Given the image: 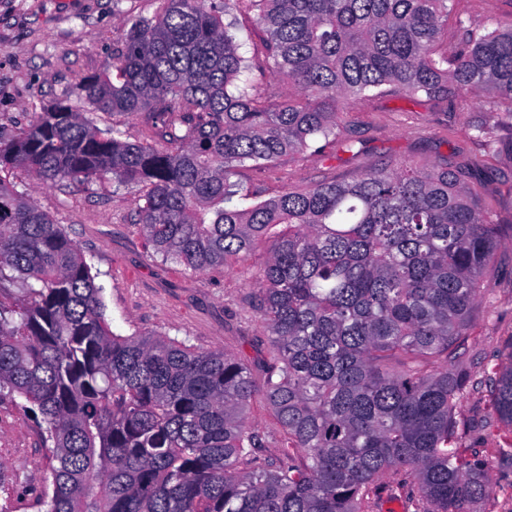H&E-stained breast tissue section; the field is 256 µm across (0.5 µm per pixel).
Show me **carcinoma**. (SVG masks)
<instances>
[{
    "mask_svg": "<svg viewBox=\"0 0 512 512\" xmlns=\"http://www.w3.org/2000/svg\"><path fill=\"white\" fill-rule=\"evenodd\" d=\"M112 72L77 99L0 139V396L46 424V512H374L379 476L408 480L412 512H477L501 494L462 443L456 410L473 387L466 329L491 291L501 225L478 207L465 165L377 163L246 208L240 167L320 152L336 116L391 86L428 100L487 92L512 103V25L456 21L458 49L437 52L455 0H152ZM254 13L270 71L288 99L257 93L232 11ZM161 117L160 145L94 127L96 112ZM485 153L512 155V132L475 125ZM142 188L149 247L192 272L245 258L272 239L256 276L274 352L262 382L243 360L164 334L121 336L102 288L63 225L6 180ZM488 402L512 431V338ZM261 393L280 447L249 421Z\"/></svg>",
    "mask_w": 512,
    "mask_h": 512,
    "instance_id": "1",
    "label": "carcinoma"
}]
</instances>
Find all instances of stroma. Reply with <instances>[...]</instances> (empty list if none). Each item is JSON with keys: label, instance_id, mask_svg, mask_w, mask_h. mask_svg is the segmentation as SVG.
I'll return each mask as SVG.
<instances>
[{"label": "stroma", "instance_id": "obj_1", "mask_svg": "<svg viewBox=\"0 0 512 512\" xmlns=\"http://www.w3.org/2000/svg\"><path fill=\"white\" fill-rule=\"evenodd\" d=\"M456 11L489 29L512 23V0H457ZM152 12L151 0H0V138L21 136L39 112L71 96L81 80L110 70L126 38L127 17ZM482 117L512 126L511 113L490 111L481 100L470 101L463 112L421 96L378 91L369 105L340 113L337 138L323 152L286 156L269 169L243 167L237 179L264 200L326 178L353 180L378 160L417 168L467 164L479 206L512 225V156L491 157L479 148L473 126ZM95 124L119 125L131 142H158L151 112H101ZM10 179L77 243L103 289L114 332H155L199 350H223L262 375L271 346L257 313L254 278L270 240L258 241L231 267L191 273L149 250L135 211L139 188L115 189L108 176L43 185L22 168ZM468 335L465 358L473 380L480 381L500 363L512 336V244L499 252L492 291L477 303ZM457 418L502 490L481 512H512V464L497 454L506 429L489 415L484 389L462 401ZM43 428L23 398H0V512H43L42 497L51 490Z\"/></svg>", "mask_w": 512, "mask_h": 512}]
</instances>
